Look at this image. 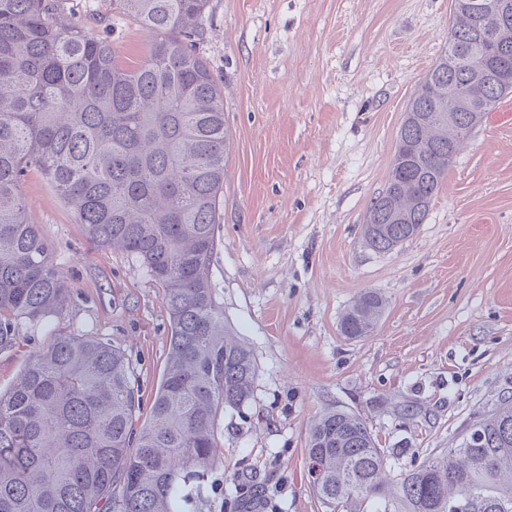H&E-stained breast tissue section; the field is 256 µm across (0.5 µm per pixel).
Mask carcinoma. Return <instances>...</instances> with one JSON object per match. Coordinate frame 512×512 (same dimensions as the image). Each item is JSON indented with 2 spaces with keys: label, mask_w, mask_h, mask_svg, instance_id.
<instances>
[{
  "label": "carcinoma",
  "mask_w": 512,
  "mask_h": 512,
  "mask_svg": "<svg viewBox=\"0 0 512 512\" xmlns=\"http://www.w3.org/2000/svg\"><path fill=\"white\" fill-rule=\"evenodd\" d=\"M113 2L154 35L139 65L62 23L60 0H0V351L71 300L20 194L35 168L90 238L161 286L166 364L146 411L131 359L101 338L59 333L33 352L0 393V512H185L217 464L224 414L254 399L255 357L228 334L210 276L230 151L224 94L193 44L210 0ZM467 2H454L445 53L406 107L421 120L402 124L366 213L377 252L417 234L462 145L512 94V78L485 81L471 61L475 49L483 67L512 71V21L478 45ZM396 208L402 224L388 223ZM385 308L361 293L341 333L370 335ZM305 454L325 512H512V397L409 469L343 409L313 422Z\"/></svg>",
  "instance_id": "carcinoma-1"
}]
</instances>
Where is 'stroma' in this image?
Returning <instances> with one entry per match:
<instances>
[{
    "label": "stroma",
    "instance_id": "stroma-1",
    "mask_svg": "<svg viewBox=\"0 0 512 512\" xmlns=\"http://www.w3.org/2000/svg\"><path fill=\"white\" fill-rule=\"evenodd\" d=\"M61 9L120 59L147 56L149 33L112 0ZM452 11V0H210L197 50L231 134L211 281L258 374L245 417L224 418L215 486L193 512H223L231 494L240 512H325L305 448L328 409L365 417L407 467L512 396V94L476 127L415 236L387 253L363 238ZM21 193L73 292L55 330L125 349L152 400L170 338L162 289L137 258L93 242L41 175ZM366 289L387 309L370 336L347 338L340 317ZM49 340L29 329L0 351V392Z\"/></svg>",
    "mask_w": 512,
    "mask_h": 512
}]
</instances>
